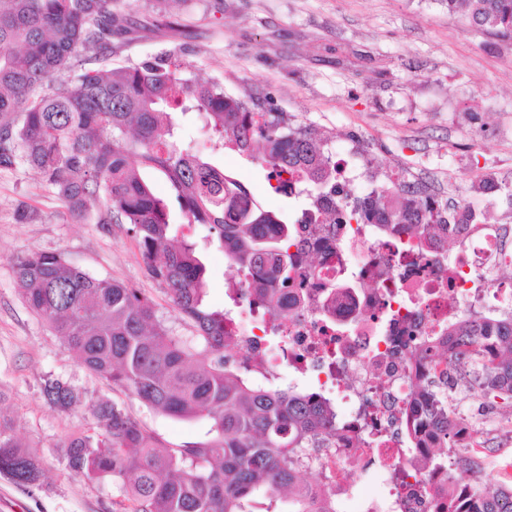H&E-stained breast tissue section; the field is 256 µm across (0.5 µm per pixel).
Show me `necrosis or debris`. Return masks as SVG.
<instances>
[{"label":"necrosis or debris","mask_w":512,"mask_h":512,"mask_svg":"<svg viewBox=\"0 0 512 512\" xmlns=\"http://www.w3.org/2000/svg\"><path fill=\"white\" fill-rule=\"evenodd\" d=\"M317 273L291 288L294 302L269 346L259 306L231 313L225 328L249 365L313 373L317 393L333 396L347 421L321 467L337 494H353L359 512H446L448 478L417 476L392 436L405 402L418 392L406 360L412 337L448 326L470 306L512 300L499 278L512 236L494 224H466L449 254L441 237L411 241L402 227L372 224L297 227Z\"/></svg>","instance_id":"1"}]
</instances>
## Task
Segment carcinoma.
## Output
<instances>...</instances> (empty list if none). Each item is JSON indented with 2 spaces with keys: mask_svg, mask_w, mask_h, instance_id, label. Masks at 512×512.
<instances>
[{
  "mask_svg": "<svg viewBox=\"0 0 512 512\" xmlns=\"http://www.w3.org/2000/svg\"><path fill=\"white\" fill-rule=\"evenodd\" d=\"M463 12L468 26L512 36V0H443ZM112 0H0V170H32L78 220L98 208V223L130 225L148 275L164 286L172 305L197 335H174L156 316L155 302L124 283L93 276L56 252H37L16 264L24 301L51 326L83 366L150 408L180 420L209 423L207 439L168 448L115 403L93 409L95 431L65 445L66 468L121 484L128 512H338L336 492L316 495L301 471L337 445L336 408L323 395L265 385L269 376L229 367L227 313L206 306L207 269L187 240L171 244L170 205L144 177L164 175L187 224H205L230 267L247 276L240 298L263 297L265 313L281 320V286L302 276L293 223L264 209L238 179L180 141L190 115L206 121L209 152L226 149L273 170L296 173L313 188L314 201L336 208L340 193L332 152L308 127H293L272 112H256L224 92L221 82L181 77L172 54L137 64L92 69L112 49ZM75 84L49 92L56 76ZM501 188L489 172L469 193ZM373 220L379 227L407 224L419 233L438 230L453 240L458 224H480L471 206L450 213L420 187L391 180L355 202H344L341 223ZM447 342L422 336L410 354L446 368L420 384V411L406 408L402 431L407 462L421 447L419 426L434 430L429 471L448 465L478 473L479 443L458 436L470 419L461 402L478 395L512 415V312L476 311L448 327ZM45 399L66 411L79 401L67 383L48 377ZM0 475L40 486L42 470L0 416ZM447 512H512V486L483 491L448 477Z\"/></svg>",
  "mask_w": 512,
  "mask_h": 512,
  "instance_id": "1",
  "label": "carcinoma"
}]
</instances>
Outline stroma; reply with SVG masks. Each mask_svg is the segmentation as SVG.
Listing matches in <instances>:
<instances>
[{"label":"stroma","instance_id":"35a3bbf8","mask_svg":"<svg viewBox=\"0 0 512 512\" xmlns=\"http://www.w3.org/2000/svg\"><path fill=\"white\" fill-rule=\"evenodd\" d=\"M176 0L173 26H155L148 0H113L120 24L134 31L112 39V66L174 51L181 75L217 79L225 92L283 113L343 147L357 166L354 193L398 171L454 207L484 174L512 185V38L465 30L440 0ZM266 209L293 216L305 199L275 195L267 172L233 151L217 157ZM209 270L207 303L231 307L224 253L206 226L185 230ZM59 252L95 276L123 282L153 298L158 319L191 337L192 322L151 279L127 225L75 221L64 203L27 170L0 172V412L39 460L44 485L28 488L0 476V512H124L123 491L66 469L70 436L92 431L93 404L110 401L136 417L168 447L202 441L204 420H177L92 376L24 302L14 275L17 257ZM68 381L78 405L62 413L42 394L47 376ZM495 465L512 463V424L501 409L466 406Z\"/></svg>","mask_w":512,"mask_h":512}]
</instances>
